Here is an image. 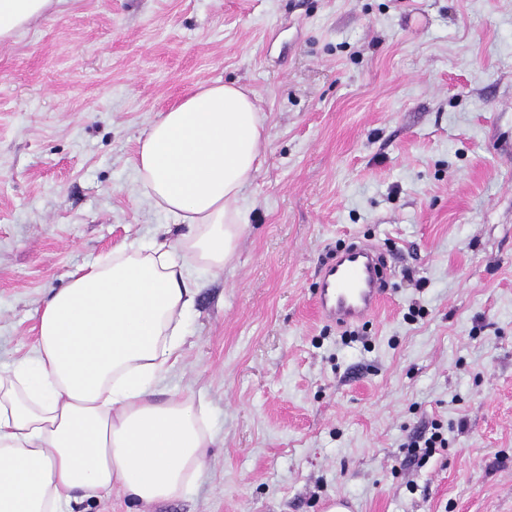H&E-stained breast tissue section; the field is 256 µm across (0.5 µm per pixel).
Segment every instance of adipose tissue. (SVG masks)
Wrapping results in <instances>:
<instances>
[{
	"label": "adipose tissue",
	"mask_w": 512,
	"mask_h": 512,
	"mask_svg": "<svg viewBox=\"0 0 512 512\" xmlns=\"http://www.w3.org/2000/svg\"><path fill=\"white\" fill-rule=\"evenodd\" d=\"M59 2L0 0V43ZM265 140L253 99L219 82L139 138L144 198L191 231L122 243L45 300L31 357L0 369V512H74L115 489L151 504L201 476L214 437L200 404L156 401L155 388L183 345L193 270H222L246 230Z\"/></svg>",
	"instance_id": "ef3b65f1"
}]
</instances>
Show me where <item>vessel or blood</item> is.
<instances>
[{
  "instance_id": "obj_1",
  "label": "vessel or blood",
  "mask_w": 512,
  "mask_h": 512,
  "mask_svg": "<svg viewBox=\"0 0 512 512\" xmlns=\"http://www.w3.org/2000/svg\"><path fill=\"white\" fill-rule=\"evenodd\" d=\"M383 259L368 244H353L320 270L319 311L340 326L372 316L385 292Z\"/></svg>"
}]
</instances>
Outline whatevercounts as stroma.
<instances>
[{"instance_id": "stroma-1", "label": "stroma", "mask_w": 512, "mask_h": 512, "mask_svg": "<svg viewBox=\"0 0 512 512\" xmlns=\"http://www.w3.org/2000/svg\"><path fill=\"white\" fill-rule=\"evenodd\" d=\"M214 82L250 91L267 141L156 397L203 398L216 442L182 496L82 512H512V0H67L1 43L0 368L70 272L186 233L133 162ZM366 238L388 290L350 338L316 283ZM440 427H433L434 431H431L429 436H418L410 440L406 447L408 454L411 458L421 463L424 459L429 457L436 448H444L447 440L443 437L440 432Z\"/></svg>"}]
</instances>
